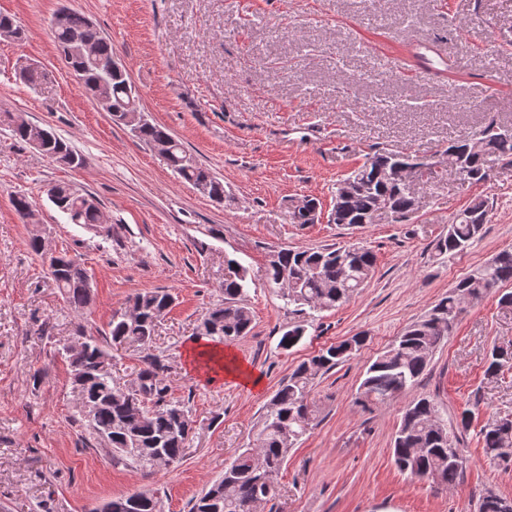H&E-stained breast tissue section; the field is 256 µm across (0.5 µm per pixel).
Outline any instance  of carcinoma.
<instances>
[{
	"label": "carcinoma",
	"mask_w": 512,
	"mask_h": 512,
	"mask_svg": "<svg viewBox=\"0 0 512 512\" xmlns=\"http://www.w3.org/2000/svg\"><path fill=\"white\" fill-rule=\"evenodd\" d=\"M51 30L69 67L85 92L110 113L113 122L127 125L125 118L139 108L125 70L114 71L112 43L103 37L83 14L60 8ZM135 137L152 147L168 144L166 160L172 171L216 202L224 201V182L168 130L148 119L135 124ZM42 155L65 166H78L82 158L70 144L50 130L42 129ZM448 157L465 165L464 179L475 183L490 178L487 158L507 159L512 164V131L494 122L475 136H463L448 145ZM405 153H375L336 186L331 211L333 224H370L383 205L398 221L414 213L418 190L438 174L425 171L414 185L404 183L395 165ZM53 206L71 224L94 229L103 223L98 200L68 184H54L48 190ZM11 204L24 222H36L32 201L16 194ZM489 203L476 198L458 213L446 233L433 243L436 258L452 257L466 251L488 222ZM373 251L359 245L325 246L317 249L282 247L268 260L264 287L281 297L291 313L333 310L347 303L365 287L375 272ZM47 273L68 305L76 311L92 304V289L83 263L67 252L47 263ZM512 282V251L499 252L474 273L448 290L425 315L411 322L388 348L367 368L359 385V401L366 406L385 404L414 388L427 369L435 350L448 339L465 305ZM224 301L208 308L197 326L195 339L214 344L232 343L248 335L253 314L247 303L248 271L233 258L225 259ZM175 301L166 288L143 291L130 297L112 314L103 339L85 336V347L70 354L62 351L70 366V384L80 420L96 444L110 456L112 465L153 471L180 462L195 434V420L189 401L172 397L167 380L166 356L155 349L158 322ZM306 326L298 321L288 326L279 346L290 349L305 336ZM366 337L357 334L320 349L283 378L264 406L256 433V444L242 449L224 469V475L190 502L189 512H257L274 494L275 481L288 453L318 423L319 410L311 400L315 380L349 361L364 346ZM134 348L142 353L141 365L125 381L112 374L113 355L109 346ZM512 352L493 347L485 375H498ZM94 407L85 414V403ZM473 412H462L456 431L440 416L434 400L421 397L403 411L393 439L396 467L412 477L432 478L452 489L466 468L467 459L457 447L456 433L471 425ZM486 456L498 464L512 457V418L492 421L479 432ZM91 512H163L162 499L154 491H137L96 506ZM478 512H512V499L488 491Z\"/></svg>",
	"instance_id": "1"
}]
</instances>
